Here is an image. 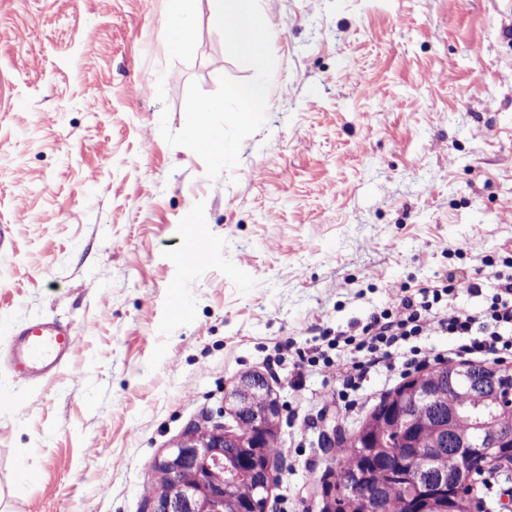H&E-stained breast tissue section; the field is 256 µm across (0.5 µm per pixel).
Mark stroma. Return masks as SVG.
<instances>
[{"instance_id":"stroma-1","label":"stroma","mask_w":512,"mask_h":512,"mask_svg":"<svg viewBox=\"0 0 512 512\" xmlns=\"http://www.w3.org/2000/svg\"><path fill=\"white\" fill-rule=\"evenodd\" d=\"M266 124L216 179L169 146L190 82L244 81L209 0H0V327L71 325L54 377L19 385L0 334V512H149L155 460L262 373L281 405L267 512H325L336 454L397 372L338 411L334 368L279 360L454 273L512 257V0H260ZM189 15L179 53L165 28ZM377 85L361 95L357 82ZM210 255L189 273L185 240ZM38 481L19 484V469Z\"/></svg>"}]
</instances>
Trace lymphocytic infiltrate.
I'll return each instance as SVG.
<instances>
[{"mask_svg":"<svg viewBox=\"0 0 512 512\" xmlns=\"http://www.w3.org/2000/svg\"><path fill=\"white\" fill-rule=\"evenodd\" d=\"M507 272L498 274V285L485 307L472 314L449 309L448 304L458 287L454 276L441 285L421 289L419 297L401 296L393 309L372 315L355 335L337 334L326 346L313 345L295 349L303 364L316 365L326 349H343L336 366L342 383L337 393L344 411L360 407L354 393L361 387L370 368L392 355H399L402 374L441 364L452 359L498 363L512 357V260ZM439 331L456 340L454 348L434 354L423 351L419 342L431 332Z\"/></svg>","mask_w":512,"mask_h":512,"instance_id":"lymphocytic-infiltrate-1","label":"lymphocytic infiltrate"}]
</instances>
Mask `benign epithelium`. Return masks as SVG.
Segmentation results:
<instances>
[{
  "label": "benign epithelium",
  "mask_w": 512,
  "mask_h": 512,
  "mask_svg": "<svg viewBox=\"0 0 512 512\" xmlns=\"http://www.w3.org/2000/svg\"><path fill=\"white\" fill-rule=\"evenodd\" d=\"M500 376L501 370L488 365L449 366L448 388L466 382L472 403L460 408L449 402L433 411L435 444L427 449V467L410 490L412 512H454L457 485L470 482L471 463L483 448L494 450L493 462L512 466V433L501 431L493 419L477 416L465 430H459L463 414L499 402ZM432 381L420 373L387 397L384 409L369 418L358 441L365 455L373 456L387 447V429L399 434V447H414L415 409L433 406V396L444 393ZM224 415L231 417L234 425L189 430L157 460L156 468L167 474L169 484L153 498L151 512H266L279 458L264 455V448L265 440L278 432L279 400L263 375L244 373L224 394ZM448 449L456 458L451 473L439 463ZM241 481L254 484L255 493L240 496L237 487ZM386 493L382 484L362 476L355 477L345 491L349 499L364 506V512H380Z\"/></svg>",
  "instance_id": "1"
}]
</instances>
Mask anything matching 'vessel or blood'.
Wrapping results in <instances>:
<instances>
[{
	"label": "vessel or blood",
	"instance_id": "1",
	"mask_svg": "<svg viewBox=\"0 0 512 512\" xmlns=\"http://www.w3.org/2000/svg\"><path fill=\"white\" fill-rule=\"evenodd\" d=\"M75 342L72 327L55 320H33L11 340L13 371L25 383L50 379L62 369Z\"/></svg>",
	"mask_w": 512,
	"mask_h": 512
}]
</instances>
